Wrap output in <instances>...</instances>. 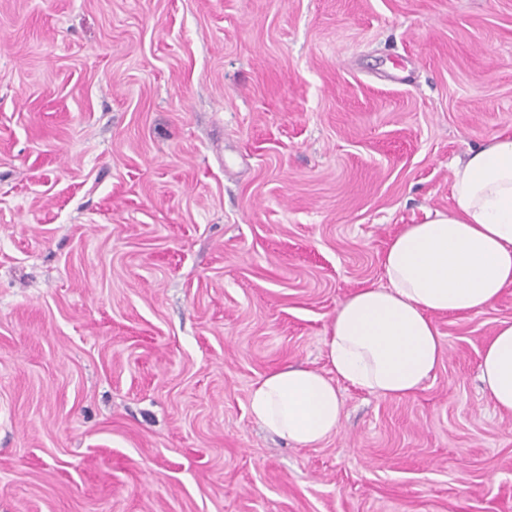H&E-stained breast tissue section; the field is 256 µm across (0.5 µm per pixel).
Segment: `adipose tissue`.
Listing matches in <instances>:
<instances>
[{"mask_svg":"<svg viewBox=\"0 0 512 512\" xmlns=\"http://www.w3.org/2000/svg\"><path fill=\"white\" fill-rule=\"evenodd\" d=\"M452 204L408 224L388 243L386 282L357 289L326 331L328 371L284 365L256 379L252 418L300 448L337 433L340 384L387 398L413 395L442 349L433 317L491 307L512 285V133L498 132L452 165ZM481 380L495 405L512 412V321L486 344Z\"/></svg>","mask_w":512,"mask_h":512,"instance_id":"obj_1","label":"adipose tissue"}]
</instances>
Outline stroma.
Here are the masks:
<instances>
[{"label":"stroma","mask_w":512,"mask_h":512,"mask_svg":"<svg viewBox=\"0 0 512 512\" xmlns=\"http://www.w3.org/2000/svg\"><path fill=\"white\" fill-rule=\"evenodd\" d=\"M501 131L512 0H0V512H512V287L317 447L248 411ZM481 380L495 405L512 412V321H503L486 344L481 361Z\"/></svg>","instance_id":"obj_1"}]
</instances>
